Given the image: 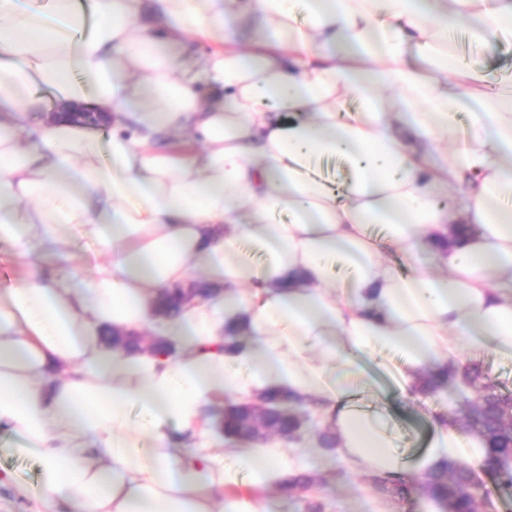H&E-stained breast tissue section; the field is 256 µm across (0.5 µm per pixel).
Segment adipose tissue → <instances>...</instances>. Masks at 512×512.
I'll use <instances>...</instances> for the list:
<instances>
[{
	"label": "adipose tissue",
	"mask_w": 512,
	"mask_h": 512,
	"mask_svg": "<svg viewBox=\"0 0 512 512\" xmlns=\"http://www.w3.org/2000/svg\"><path fill=\"white\" fill-rule=\"evenodd\" d=\"M461 27L511 41L512 0H0V244L29 262L0 289V430L45 512H268L232 489L291 473L283 443L225 444L210 414L267 387L311 398L355 475L480 468L482 439L435 410L408 460L359 401L385 379L412 397L464 350L512 358V87L460 56ZM51 94L108 112L107 136L48 119ZM336 157L339 191L317 172ZM44 246L91 249L90 276L45 272ZM193 270L218 295L157 315ZM241 315L243 375L220 348ZM107 329L172 351H113Z\"/></svg>",
	"instance_id": "ef3b65f1"
}]
</instances>
